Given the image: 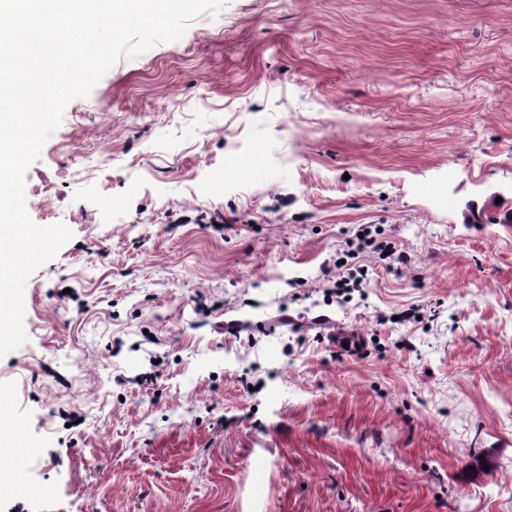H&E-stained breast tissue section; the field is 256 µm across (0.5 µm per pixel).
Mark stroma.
Masks as SVG:
<instances>
[{
    "label": "stroma",
    "instance_id": "35a3bbf8",
    "mask_svg": "<svg viewBox=\"0 0 512 512\" xmlns=\"http://www.w3.org/2000/svg\"><path fill=\"white\" fill-rule=\"evenodd\" d=\"M237 115L268 162L216 203ZM25 183L72 237L0 357L40 448L0 512H512V224L463 221L512 209V0H227L72 100ZM360 224L411 258L330 309L378 348L212 332L323 302Z\"/></svg>",
    "mask_w": 512,
    "mask_h": 512
}]
</instances>
